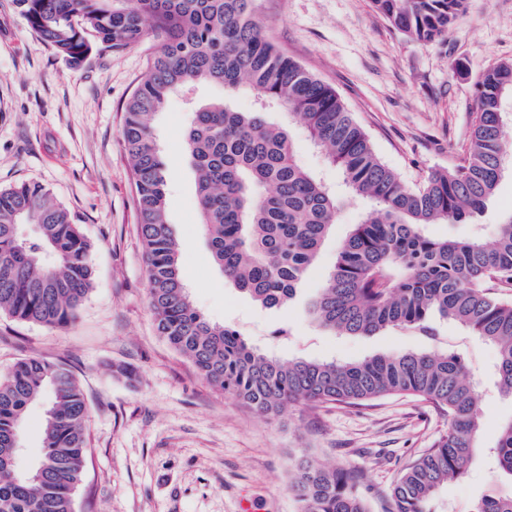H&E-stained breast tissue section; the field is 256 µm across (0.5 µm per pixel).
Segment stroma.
Here are the masks:
<instances>
[{"label": "stroma", "mask_w": 512, "mask_h": 512, "mask_svg": "<svg viewBox=\"0 0 512 512\" xmlns=\"http://www.w3.org/2000/svg\"><path fill=\"white\" fill-rule=\"evenodd\" d=\"M464 8L444 38L422 43L393 29L371 0H256L271 40L336 90L381 160L411 185L460 162L481 73L512 60V0H465ZM154 51L147 36L120 49L93 47L74 66L30 30L14 0H0V190L40 183L79 215L93 245V287L75 321L45 326L0 313V374L36 357L66 364L82 389L88 455L75 512H239L244 501L251 512H298L288 485L291 461L300 455L361 471L372 512H388L391 487L447 429L442 410L394 395L264 416L214 390L158 335L122 137V107ZM222 94L209 85L175 92L154 123L168 222L194 307L284 359L356 362L420 349V337L406 331L340 336L306 316L368 200L340 196L336 223L287 308L258 306L224 277L198 224L195 175L182 141L192 107ZM291 131L298 164L339 190L340 176L325 154L302 127ZM510 213L507 173L481 212L426 231L439 239L489 240ZM283 323L291 330L285 340L274 334ZM438 328L478 387L482 449L434 508L469 512L491 486L512 492L484 453L512 419V398L496 387L494 345L450 321Z\"/></svg>", "instance_id": "1"}]
</instances>
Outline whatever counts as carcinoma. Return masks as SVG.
I'll return each instance as SVG.
<instances>
[{
    "mask_svg": "<svg viewBox=\"0 0 512 512\" xmlns=\"http://www.w3.org/2000/svg\"><path fill=\"white\" fill-rule=\"evenodd\" d=\"M29 28L80 64L93 45L119 49L151 33L156 51L123 107L122 136L131 165L149 303L156 328L214 389L266 416L304 403L360 405L409 395L448 414V429L413 461L390 491L389 512H433L440 489L466 474L478 452V393L464 363L435 349L447 342L434 313L498 348L496 375L512 396V301L492 283H512V213L491 241L439 240L425 228L458 222L493 195L509 151L502 102L512 97V61L485 70L464 160L409 185L376 154L336 90L261 33L255 0H14ZM396 30L432 42L462 16L464 0H371ZM197 83L232 95L252 92L257 106L238 111L219 98L195 107L184 144L197 177L200 224L216 264L247 298L281 308L313 269L336 223L338 199L293 159L290 125L338 170L345 193L374 207L352 228L307 314L316 327L347 336L401 329L432 347L358 362L259 352L231 327L196 310L180 274L166 216L165 179L152 121L169 96ZM288 113V121L268 118ZM33 224L32 235L20 222ZM93 246L79 217L38 183L0 190V311L27 322L71 323L92 289ZM47 397L42 448L16 468L15 437L29 406ZM84 395L63 364L18 361L0 376V512H74L87 457ZM498 475L512 483V420L492 448ZM289 490L301 512H370L361 472L292 460ZM470 512H512V494L492 489Z\"/></svg>",
    "mask_w": 512,
    "mask_h": 512,
    "instance_id": "1",
    "label": "carcinoma"
}]
</instances>
